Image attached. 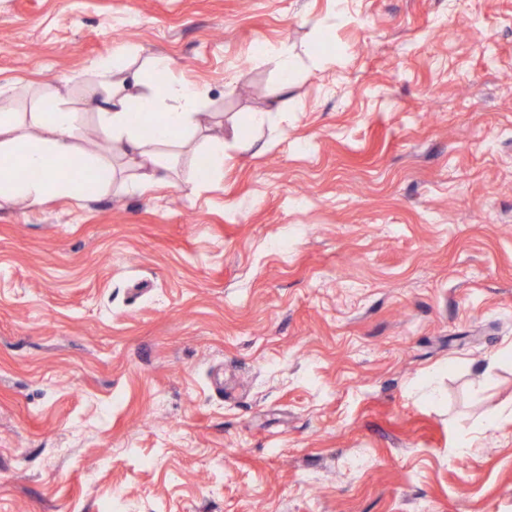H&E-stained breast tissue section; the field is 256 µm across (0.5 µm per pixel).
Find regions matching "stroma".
<instances>
[{
    "label": "stroma",
    "mask_w": 512,
    "mask_h": 512,
    "mask_svg": "<svg viewBox=\"0 0 512 512\" xmlns=\"http://www.w3.org/2000/svg\"><path fill=\"white\" fill-rule=\"evenodd\" d=\"M119 44L224 172L0 203V512H512V0H0V89L95 148ZM201 140V151L195 161V177L190 182L193 193L218 178L224 167L223 135L203 136Z\"/></svg>",
    "instance_id": "1"
}]
</instances>
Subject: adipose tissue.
I'll list each match as a JSON object with an SVG mask.
<instances>
[{"mask_svg": "<svg viewBox=\"0 0 512 512\" xmlns=\"http://www.w3.org/2000/svg\"><path fill=\"white\" fill-rule=\"evenodd\" d=\"M126 53V47H116L111 58L95 66L104 95L91 108L108 143L105 157L79 152L75 139L85 115L66 107L60 90H36L26 112L17 111L14 93L0 90V200L30 207L50 198L78 201L90 175L104 192L115 184L127 189L167 183L173 169L161 163V155L196 136L201 151L191 191L219 177L224 139L202 133L204 90L174 79L173 63L163 55L152 56L144 73L117 66ZM136 113L149 119L151 135L133 122Z\"/></svg>", "mask_w": 512, "mask_h": 512, "instance_id": "obj_1", "label": "adipose tissue"}]
</instances>
